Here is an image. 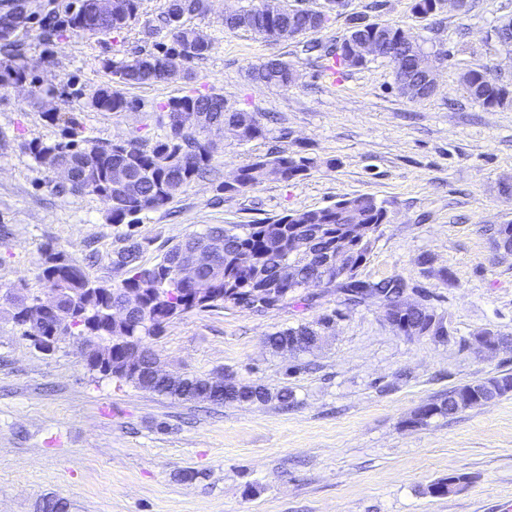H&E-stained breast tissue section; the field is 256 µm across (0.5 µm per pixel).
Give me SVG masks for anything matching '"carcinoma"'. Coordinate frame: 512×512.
<instances>
[{
  "mask_svg": "<svg viewBox=\"0 0 512 512\" xmlns=\"http://www.w3.org/2000/svg\"><path fill=\"white\" fill-rule=\"evenodd\" d=\"M209 0H165L163 10L150 29L164 32L169 43L152 50H139L119 61H108L112 74L109 82L95 89L88 98L89 108L100 112H125L136 101L127 98L121 86L153 85L161 82L187 81L193 78L190 64L209 56L213 44L201 38L191 20L208 13ZM442 0H414L413 12L421 17L441 13ZM124 18L114 22L96 15L92 0H70L64 10L53 11L39 21V37L45 45L68 33L88 32L107 36L120 32L135 20L141 0H126ZM320 12L290 8L281 0L260 3L224 15V29L248 30L273 41L294 39L314 31L308 19ZM21 16L31 20L24 8L9 5L0 14V89L28 81L30 72L23 44L9 33V21ZM498 41L512 51V18L500 21L495 28ZM374 38L380 44L379 58L396 66L397 59L419 50L395 25L356 22L340 40L324 48L323 57L335 66L359 68L367 60L350 55L348 43L355 36ZM293 67L278 58H269L249 71L251 80L261 85L286 88L294 82ZM463 83L471 99L486 109L501 108L512 102V81L487 70H470ZM160 109L168 118L164 135L153 142L136 137L103 142L85 137L73 116L50 114L64 123L62 140L44 145L33 142L29 150L40 165L53 169L59 161H68L80 172L88 173L84 194H92L110 207L112 223L132 225L139 215L160 210L172 203L197 179L214 169L224 150L223 138L210 135L227 123L241 128L238 140L249 142L265 138L267 130L252 112L224 106L217 94L194 92L167 99ZM314 158L302 151L285 152L272 146L237 170V185H219L224 193L235 194L265 179L292 181L315 167ZM129 171L134 182L120 195L110 189L112 170ZM387 219L383 203L368 194L344 196L322 208L293 211L272 224H241L230 228L214 226L193 234L168 249L151 266L137 264L140 245L136 242L118 252L119 263L129 268V276L116 286L95 280L86 271L53 248L45 251L39 275L44 293L54 296L59 312L48 319L51 331L60 336H95L98 344L85 361L86 368L104 377L137 389L182 400L215 404L266 403L273 399L287 407L294 404L293 391L283 387L275 392L259 383H242L224 377V394H216L211 379L199 376H171L162 384L149 375L153 351L145 348L140 364L124 369L126 342H144L160 335L174 319L192 311L218 308L226 303L257 312L275 308L296 298L299 289L312 280L325 288H339L347 303L358 305L373 297L385 305H395L405 292L406 284L398 278L379 281L358 279V271L372 253L375 239L354 249L344 259L345 273L326 266L336 239V226L371 224L379 228ZM487 232L497 250L512 255V224L491 225ZM212 236L224 237L223 254L217 257L207 280L191 283L174 270L179 252L196 246ZM139 294V306L125 318H115L110 308L123 302L127 292ZM36 298L29 289L18 286L7 298V313L14 323L23 325L20 315ZM332 317L326 316L318 326L299 324L265 336L267 346L275 351L288 345L297 353H307L322 340L321 328ZM406 325L409 336L448 337V321L434 309L423 306L410 310ZM512 393V374L503 373L448 389V394L420 409L409 423L423 425L435 416H454L475 405Z\"/></svg>",
  "mask_w": 512,
  "mask_h": 512,
  "instance_id": "1",
  "label": "carcinoma"
}]
</instances>
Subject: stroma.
<instances>
[{
    "label": "stroma",
    "instance_id": "stroma-1",
    "mask_svg": "<svg viewBox=\"0 0 512 512\" xmlns=\"http://www.w3.org/2000/svg\"><path fill=\"white\" fill-rule=\"evenodd\" d=\"M213 4L198 30L211 54L191 65L189 82L124 87L135 112H97L88 95L108 81L104 63L165 41L146 30L165 0H142L125 30L102 38L72 35L40 44L36 22L20 30L31 73L64 97L42 102L30 88L0 92V291L39 290L43 249L53 245L90 276L118 284L113 264L126 232L149 266L173 244L213 224H268L291 211L321 208L343 195L370 194L387 208L363 280L400 278L412 299L445 314L449 337L400 335L379 302L345 304L340 290L308 286L296 299L254 312L232 304L193 311L150 340L169 372L231 374L271 390L277 401L223 405L139 390L88 371L78 339L50 354L23 338L0 312V512H36L43 498L71 512H501L512 502V394L422 426L409 420L448 389L512 373V255L498 253L487 229L512 222V104L488 110L473 101L464 72L512 78V52L494 29L512 0H468L466 11L418 17L413 0H346L313 39H341L360 19L400 26L431 55L437 88L413 101L395 88L382 60L334 71L307 53L306 37L270 42L226 31ZM282 59L299 78L287 88L248 77L251 66ZM222 95L256 113L267 139L225 134L218 181L270 146L317 161L308 175L266 180L232 196L218 181H195L169 206L138 223H112L98 197L62 194L57 173L32 157L30 142L62 136L50 112H70L85 136L155 140L165 131L160 103L191 92ZM334 323L321 348L294 357L264 343L268 333L324 316ZM482 330L508 336L485 353L466 344ZM194 480H183L184 470ZM451 473L467 480L445 497L427 488Z\"/></svg>",
    "mask_w": 512,
    "mask_h": 512
}]
</instances>
